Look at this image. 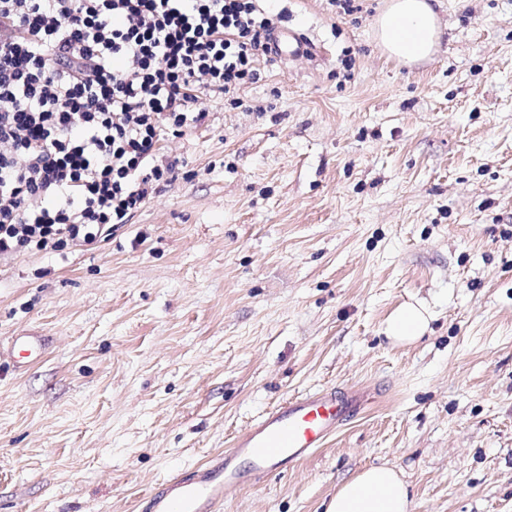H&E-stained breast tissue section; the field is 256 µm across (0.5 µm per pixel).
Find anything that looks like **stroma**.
Wrapping results in <instances>:
<instances>
[{
  "mask_svg": "<svg viewBox=\"0 0 512 512\" xmlns=\"http://www.w3.org/2000/svg\"><path fill=\"white\" fill-rule=\"evenodd\" d=\"M386 0H288L310 55L259 56L240 107L163 143L179 175L66 258L0 259V512H136L278 404L366 409L223 512H325L402 472L413 512H512V0H436L429 60L388 59ZM434 314L392 343L395 309ZM7 346L14 352L22 354L23 360L14 365L15 370L23 371L30 368L35 360L49 350L48 336H10Z\"/></svg>",
  "mask_w": 512,
  "mask_h": 512,
  "instance_id": "35a3bbf8",
  "label": "stroma"
}]
</instances>
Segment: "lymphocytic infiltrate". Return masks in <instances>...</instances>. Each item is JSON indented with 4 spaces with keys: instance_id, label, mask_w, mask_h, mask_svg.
Listing matches in <instances>:
<instances>
[{
    "instance_id": "lymphocytic-infiltrate-1",
    "label": "lymphocytic infiltrate",
    "mask_w": 512,
    "mask_h": 512,
    "mask_svg": "<svg viewBox=\"0 0 512 512\" xmlns=\"http://www.w3.org/2000/svg\"><path fill=\"white\" fill-rule=\"evenodd\" d=\"M260 0H0V258L129 223L178 161L162 142L256 79Z\"/></svg>"
}]
</instances>
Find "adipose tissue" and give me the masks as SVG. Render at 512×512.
<instances>
[{
  "label": "adipose tissue",
  "instance_id": "obj_1",
  "mask_svg": "<svg viewBox=\"0 0 512 512\" xmlns=\"http://www.w3.org/2000/svg\"><path fill=\"white\" fill-rule=\"evenodd\" d=\"M375 35L386 54L411 65L437 52L442 28L429 0H389L375 20ZM430 318L424 306L405 304L390 315L384 332L395 343H411L423 336ZM327 512H412V501L395 468L374 466L345 481Z\"/></svg>",
  "mask_w": 512,
  "mask_h": 512
}]
</instances>
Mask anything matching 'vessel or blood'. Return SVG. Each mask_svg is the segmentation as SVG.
Masks as SVG:
<instances>
[{
	"instance_id": "obj_1",
	"label": "vessel or blood",
	"mask_w": 512,
	"mask_h": 512,
	"mask_svg": "<svg viewBox=\"0 0 512 512\" xmlns=\"http://www.w3.org/2000/svg\"><path fill=\"white\" fill-rule=\"evenodd\" d=\"M309 43L298 32H276L271 39L275 54L306 53ZM8 347L22 354L17 370L30 368L49 349L45 336H12ZM363 391L344 393L324 388L286 400L237 436L231 448L216 454L191 473L162 481L143 499V512H222L229 490L253 484L298 463L324 447L346 421L364 408ZM250 470H241L239 458Z\"/></svg>"
}]
</instances>
